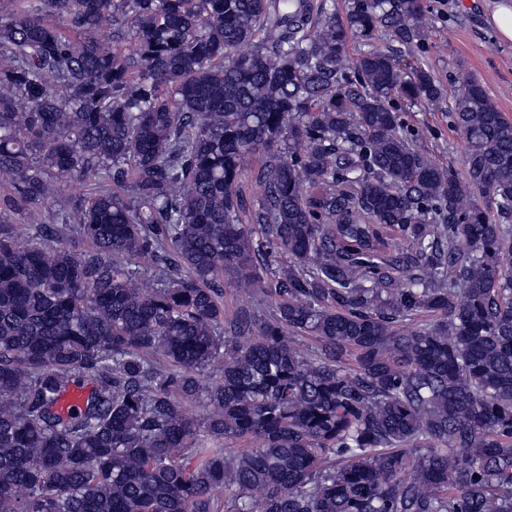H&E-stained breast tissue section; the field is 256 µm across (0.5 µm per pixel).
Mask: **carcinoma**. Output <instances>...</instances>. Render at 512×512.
Segmentation results:
<instances>
[{"label":"carcinoma","mask_w":512,"mask_h":512,"mask_svg":"<svg viewBox=\"0 0 512 512\" xmlns=\"http://www.w3.org/2000/svg\"><path fill=\"white\" fill-rule=\"evenodd\" d=\"M423 12L11 0L0 512H512V122L470 79L463 173L415 149L396 104L445 89L377 34ZM226 277L272 317L224 328Z\"/></svg>","instance_id":"1"}]
</instances>
